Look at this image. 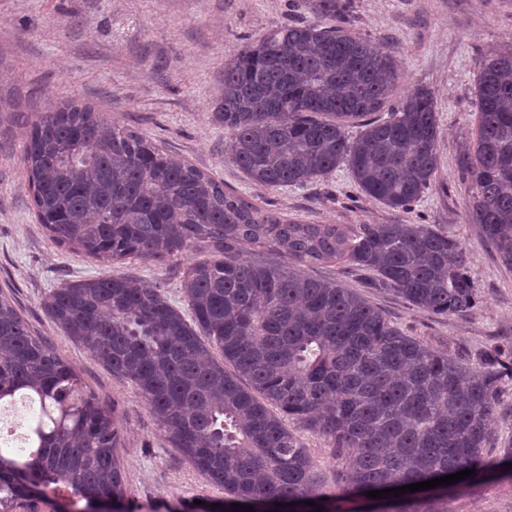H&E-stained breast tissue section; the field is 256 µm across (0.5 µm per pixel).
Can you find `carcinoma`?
I'll return each instance as SVG.
<instances>
[{
	"label": "carcinoma",
	"mask_w": 512,
	"mask_h": 512,
	"mask_svg": "<svg viewBox=\"0 0 512 512\" xmlns=\"http://www.w3.org/2000/svg\"><path fill=\"white\" fill-rule=\"evenodd\" d=\"M301 2L316 21L282 25L224 59V159L267 189L344 164L365 196L412 209L440 167L431 93L416 88L392 105L393 58L344 26L349 0ZM476 96L467 222L512 268V40L480 61ZM22 161L37 220L60 246L112 262L209 252L183 272L189 321L159 289L124 276L65 283L43 307L135 386L172 447L224 489V512L260 502L336 512L352 496L466 469L512 478L511 440L500 457L484 454L512 346L442 353L299 269L349 264L414 308L460 315L477 293L458 238L424 224L290 220L73 102L37 116ZM252 248L294 264L244 258ZM18 393L37 405L27 441L43 453L0 451V512H47L65 492L124 508L114 416L0 293V402ZM287 419L328 441L336 482ZM372 503L371 512H448L437 487Z\"/></svg>",
	"instance_id": "obj_1"
}]
</instances>
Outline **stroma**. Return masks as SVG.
<instances>
[{"label": "stroma", "mask_w": 512, "mask_h": 512, "mask_svg": "<svg viewBox=\"0 0 512 512\" xmlns=\"http://www.w3.org/2000/svg\"><path fill=\"white\" fill-rule=\"evenodd\" d=\"M296 0H0V289L114 411L127 512H197L219 500L171 448L143 398L112 375L46 314L45 294L66 282L125 275L161 289L186 309L185 267L199 250L161 261L100 262L56 245L34 214L21 153L37 112L67 103L92 107L162 144L261 207L307 224H424L461 240L476 306L448 318L409 306L347 265L310 263L305 274L359 292L408 335L469 357L512 342V268L466 221L469 197L461 160L476 130L480 60L512 37V0H352L356 35L392 52L401 91L427 88L440 125L438 177L411 211L365 197L347 167L302 187L264 189L224 160L227 133L217 116L224 57L277 26L312 20ZM485 454L512 439V381L503 380ZM448 512H512V480L490 477L448 494Z\"/></svg>", "instance_id": "stroma-1"}]
</instances>
